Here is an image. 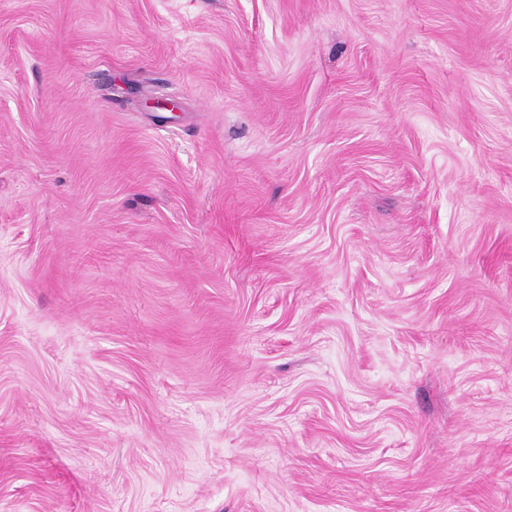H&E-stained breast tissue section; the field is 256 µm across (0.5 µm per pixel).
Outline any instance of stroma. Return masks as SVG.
<instances>
[{
    "mask_svg": "<svg viewBox=\"0 0 512 512\" xmlns=\"http://www.w3.org/2000/svg\"><path fill=\"white\" fill-rule=\"evenodd\" d=\"M0 512H512V0H0Z\"/></svg>",
    "mask_w": 512,
    "mask_h": 512,
    "instance_id": "obj_1",
    "label": "stroma"
}]
</instances>
